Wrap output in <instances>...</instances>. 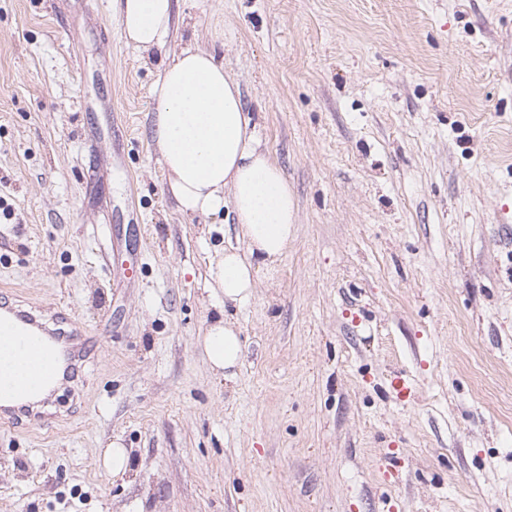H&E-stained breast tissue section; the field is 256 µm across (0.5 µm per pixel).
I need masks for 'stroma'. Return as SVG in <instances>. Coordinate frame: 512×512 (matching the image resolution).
Segmentation results:
<instances>
[{
  "instance_id": "35a3bbf8",
  "label": "stroma",
  "mask_w": 512,
  "mask_h": 512,
  "mask_svg": "<svg viewBox=\"0 0 512 512\" xmlns=\"http://www.w3.org/2000/svg\"><path fill=\"white\" fill-rule=\"evenodd\" d=\"M188 46L296 201L229 379L196 340L244 243L179 211L151 134ZM7 287L96 348L62 425L0 427V512H512V0H175L147 54L111 0H0ZM104 466L112 470V475L122 476L129 471V456L127 449L119 442L114 441L102 452Z\"/></svg>"
}]
</instances>
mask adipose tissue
Wrapping results in <instances>:
<instances>
[{
  "label": "adipose tissue",
  "mask_w": 512,
  "mask_h": 512,
  "mask_svg": "<svg viewBox=\"0 0 512 512\" xmlns=\"http://www.w3.org/2000/svg\"><path fill=\"white\" fill-rule=\"evenodd\" d=\"M124 39L137 50L163 48L173 0H112ZM150 93L157 103L153 139L168 176L167 190L188 215L231 214L244 251L219 248L210 286L225 304L247 305L255 274L288 250L296 233V204L279 165L261 147L238 83L215 54L186 48L164 64ZM198 344L214 373L237 368L239 330L227 315L208 323Z\"/></svg>",
  "instance_id": "ef3b65f1"
}]
</instances>
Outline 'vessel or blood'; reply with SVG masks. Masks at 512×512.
Returning <instances> with one entry per match:
<instances>
[{
  "mask_svg": "<svg viewBox=\"0 0 512 512\" xmlns=\"http://www.w3.org/2000/svg\"><path fill=\"white\" fill-rule=\"evenodd\" d=\"M87 330L55 312L45 324L37 303L0 302V425L14 428L59 376L60 362L77 369L91 352Z\"/></svg>",
  "mask_w": 512,
  "mask_h": 512,
  "instance_id": "obj_1",
  "label": "vessel or blood"
}]
</instances>
